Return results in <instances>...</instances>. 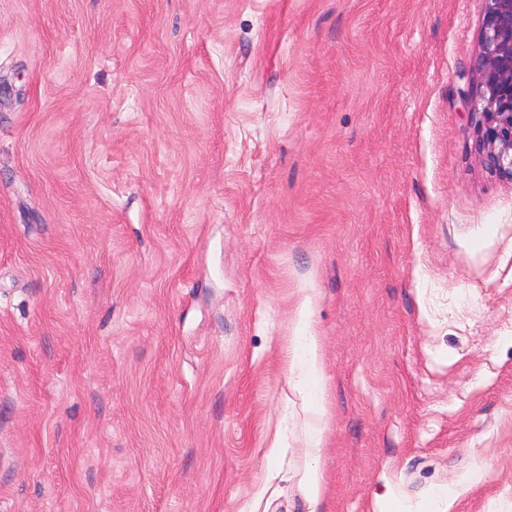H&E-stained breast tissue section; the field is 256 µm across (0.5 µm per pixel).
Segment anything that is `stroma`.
<instances>
[{
  "instance_id": "stroma-1",
  "label": "stroma",
  "mask_w": 512,
  "mask_h": 512,
  "mask_svg": "<svg viewBox=\"0 0 512 512\" xmlns=\"http://www.w3.org/2000/svg\"><path fill=\"white\" fill-rule=\"evenodd\" d=\"M482 11L0 0V512H512Z\"/></svg>"
}]
</instances>
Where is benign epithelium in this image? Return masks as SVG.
Listing matches in <instances>:
<instances>
[{
  "label": "benign epithelium",
  "mask_w": 512,
  "mask_h": 512,
  "mask_svg": "<svg viewBox=\"0 0 512 512\" xmlns=\"http://www.w3.org/2000/svg\"><path fill=\"white\" fill-rule=\"evenodd\" d=\"M478 48L463 103L484 167L512 183V0H483Z\"/></svg>",
  "instance_id": "obj_1"
}]
</instances>
